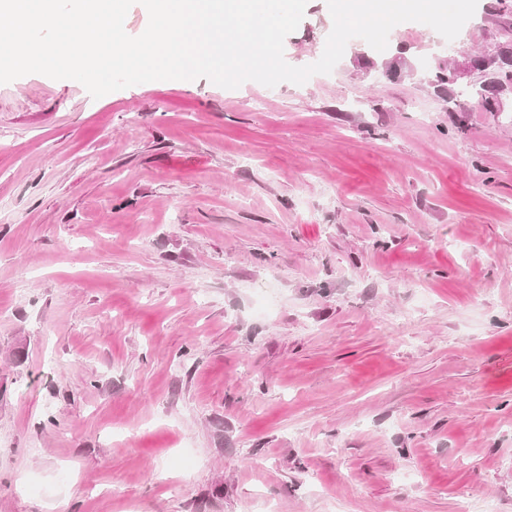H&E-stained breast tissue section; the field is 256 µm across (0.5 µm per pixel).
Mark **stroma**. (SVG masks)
Segmentation results:
<instances>
[{
  "mask_svg": "<svg viewBox=\"0 0 512 512\" xmlns=\"http://www.w3.org/2000/svg\"><path fill=\"white\" fill-rule=\"evenodd\" d=\"M467 26L301 85L0 84V512H512V84L431 83L512 11Z\"/></svg>",
  "mask_w": 512,
  "mask_h": 512,
  "instance_id": "1",
  "label": "stroma"
}]
</instances>
